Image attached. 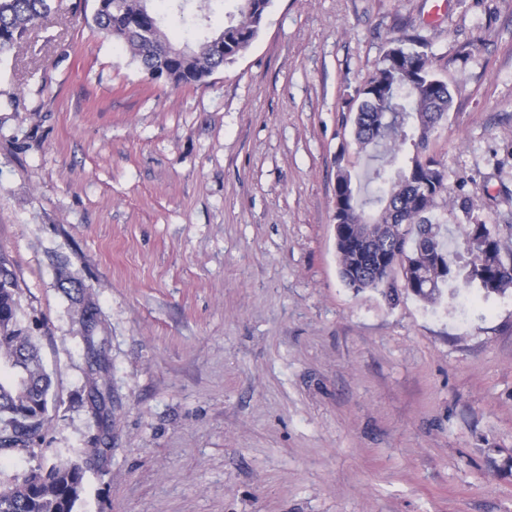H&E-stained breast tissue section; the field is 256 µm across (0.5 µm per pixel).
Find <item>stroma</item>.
I'll return each instance as SVG.
<instances>
[{"label": "stroma", "mask_w": 512, "mask_h": 512, "mask_svg": "<svg viewBox=\"0 0 512 512\" xmlns=\"http://www.w3.org/2000/svg\"><path fill=\"white\" fill-rule=\"evenodd\" d=\"M94 6L53 0L0 57V255L53 381L0 484L82 458L76 512H512V289L354 292L333 220L339 166L376 190L355 91L419 35L453 96L437 215L461 237L468 199L512 249V0H272L246 52L179 87ZM86 337V342L88 344V349L91 352L92 357H94V362L97 365V369L95 372L91 374L90 378V392H93L95 396L92 401L97 409L105 410L106 399L109 397L108 392V383H107V368L105 364L102 362L100 353L95 347L94 337L90 336Z\"/></svg>", "instance_id": "1"}]
</instances>
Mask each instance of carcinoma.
I'll return each instance as SVG.
<instances>
[{
  "label": "carcinoma",
  "instance_id": "cac0c4a2",
  "mask_svg": "<svg viewBox=\"0 0 512 512\" xmlns=\"http://www.w3.org/2000/svg\"><path fill=\"white\" fill-rule=\"evenodd\" d=\"M52 0H0V56L8 54L28 31L51 13ZM153 0H96L92 23L124 44L141 64L147 79L177 85L205 81L216 70L243 54L258 36L271 0H237V10L226 15L224 28L203 35L194 45L173 42L164 31V16ZM171 9L191 25L205 27L204 7L185 14L190 0H170ZM428 44L422 38L397 39L385 50L374 75L357 91L354 136L360 150L392 142H411L414 154L397 165L398 154L373 172L375 202L380 211L369 213L352 189L351 175L336 184V249L342 281L353 290H377L393 300L406 288L433 303L449 290L488 297L512 287V256L502 254L499 235L472 219L461 204L467 222L463 248L444 241V224L435 215L438 199L448 194V170L427 153L435 128L452 106L448 83L432 67ZM362 224L379 225L380 239L366 244ZM17 281L0 256V450L23 449L48 424L51 377L44 370L38 348L18 320ZM97 365L90 391L97 409L109 397L107 368L87 336ZM85 462L67 460L40 466L15 478L9 492L0 495V512H75L84 489Z\"/></svg>",
  "mask_w": 512,
  "mask_h": 512
}]
</instances>
